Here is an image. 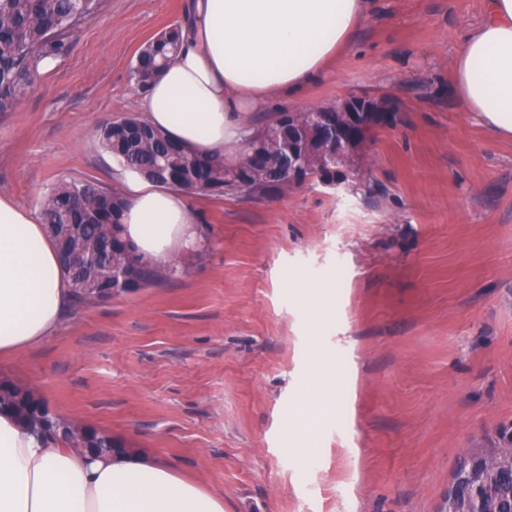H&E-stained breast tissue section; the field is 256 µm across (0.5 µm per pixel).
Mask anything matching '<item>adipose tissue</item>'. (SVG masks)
<instances>
[{
  "instance_id": "ef3b65f1",
  "label": "adipose tissue",
  "mask_w": 512,
  "mask_h": 512,
  "mask_svg": "<svg viewBox=\"0 0 512 512\" xmlns=\"http://www.w3.org/2000/svg\"><path fill=\"white\" fill-rule=\"evenodd\" d=\"M370 0H192L179 53L140 99L144 120L197 151L241 160L248 115L296 100L349 49ZM453 92L492 134L512 137V0H485L453 64ZM125 237L159 262L200 243L184 194L116 171ZM72 302L35 215L0 196V355L44 342ZM0 512H224L167 464L126 451L93 459L0 414Z\"/></svg>"
}]
</instances>
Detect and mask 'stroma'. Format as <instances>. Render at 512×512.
Wrapping results in <instances>:
<instances>
[{
  "label": "stroma",
  "mask_w": 512,
  "mask_h": 512,
  "mask_svg": "<svg viewBox=\"0 0 512 512\" xmlns=\"http://www.w3.org/2000/svg\"><path fill=\"white\" fill-rule=\"evenodd\" d=\"M190 0H103L0 113V195L39 212L63 178L115 188L99 127L138 114L137 54ZM484 0H371L308 92L393 100L359 177L189 199L179 271L71 306L0 381L156 454L224 512H437L463 458L512 432V138L454 96Z\"/></svg>",
  "instance_id": "1"
}]
</instances>
